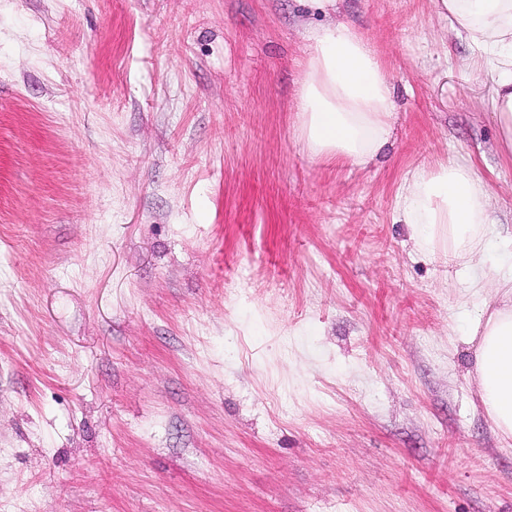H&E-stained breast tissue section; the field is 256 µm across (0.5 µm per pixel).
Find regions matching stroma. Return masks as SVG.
Wrapping results in <instances>:
<instances>
[{
	"label": "stroma",
	"mask_w": 512,
	"mask_h": 512,
	"mask_svg": "<svg viewBox=\"0 0 512 512\" xmlns=\"http://www.w3.org/2000/svg\"><path fill=\"white\" fill-rule=\"evenodd\" d=\"M392 134L312 157L296 0H0V512H512L467 331L512 273L492 83L437 0H337ZM487 181L476 267L413 174ZM399 206L423 251L443 252L448 264L465 268L472 266L496 224L487 186L473 163L448 161L434 171L415 173Z\"/></svg>",
	"instance_id": "stroma-1"
}]
</instances>
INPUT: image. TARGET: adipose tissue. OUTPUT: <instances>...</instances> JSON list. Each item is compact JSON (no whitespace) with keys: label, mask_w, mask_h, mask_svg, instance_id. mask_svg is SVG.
<instances>
[{"label":"adipose tissue","mask_w":512,"mask_h":512,"mask_svg":"<svg viewBox=\"0 0 512 512\" xmlns=\"http://www.w3.org/2000/svg\"><path fill=\"white\" fill-rule=\"evenodd\" d=\"M440 13L469 45V67L493 82L500 143L512 156V0H440ZM297 108L308 149L323 159L360 166L388 144L394 101L385 67L351 23L312 27ZM399 206L421 249L456 266H471L492 232L490 194L471 163L415 173ZM496 289L500 305L483 306L474 322V372L484 410L511 438L512 275Z\"/></svg>","instance_id":"1"}]
</instances>
